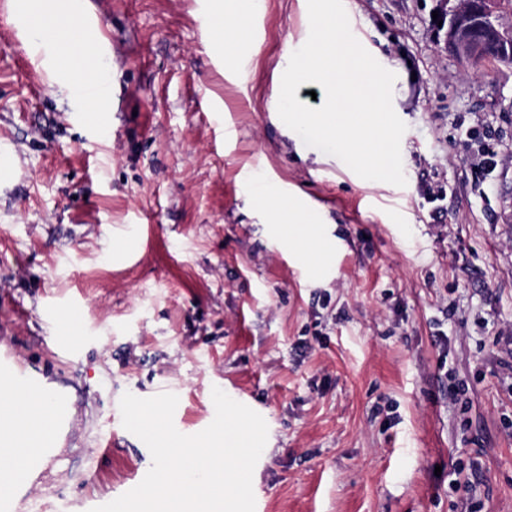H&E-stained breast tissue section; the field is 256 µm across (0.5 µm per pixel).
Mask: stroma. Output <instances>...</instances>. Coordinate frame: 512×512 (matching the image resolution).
<instances>
[{
	"instance_id": "stroma-1",
	"label": "stroma",
	"mask_w": 512,
	"mask_h": 512,
	"mask_svg": "<svg viewBox=\"0 0 512 512\" xmlns=\"http://www.w3.org/2000/svg\"><path fill=\"white\" fill-rule=\"evenodd\" d=\"M218 2L85 0L114 91L93 111L38 58L35 0H0V352L69 382L73 419L0 501L114 500L152 464L122 395L176 394L193 435L217 387L265 412L255 512H456L474 460L472 512H512V65L446 52L438 0H344L407 126L405 186L364 180L274 110L307 0H255L232 41ZM470 129L509 164L476 174Z\"/></svg>"
}]
</instances>
